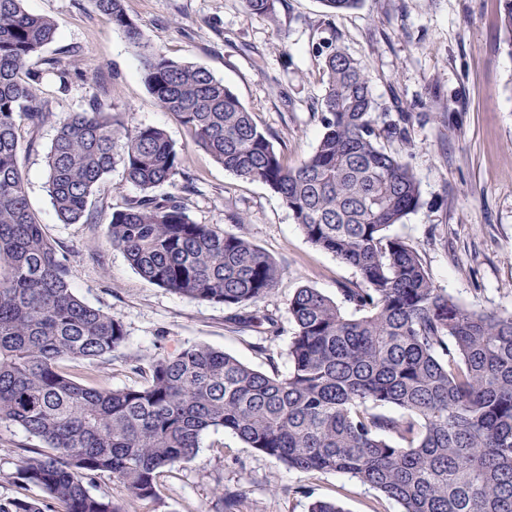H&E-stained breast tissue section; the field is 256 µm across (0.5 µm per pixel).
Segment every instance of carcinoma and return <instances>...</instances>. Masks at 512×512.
I'll return each mask as SVG.
<instances>
[{"label":"carcinoma","mask_w":512,"mask_h":512,"mask_svg":"<svg viewBox=\"0 0 512 512\" xmlns=\"http://www.w3.org/2000/svg\"><path fill=\"white\" fill-rule=\"evenodd\" d=\"M23 2L0 0V425L43 449L24 458L18 481L42 490L57 512H124L90 481L108 474L130 498L155 500L165 473L196 457L202 435L224 430L288 471L348 474L398 512H512V313L451 299L419 251L387 235L419 207L420 185L378 143L369 75L333 45L318 101L323 133L290 165L223 80L146 40L124 0H95L141 57L158 106L224 169L268 186L306 240L356 268L366 287L341 289L340 301L309 286L295 291L284 374L204 344L144 358L134 367L144 382L123 389L64 373L65 360L120 352L126 332L76 296L27 199L20 152L55 117L53 101L37 93L33 61L57 27ZM277 2L243 6L273 21ZM361 2L321 0L331 17ZM47 65L66 86L69 64ZM118 164L140 195L110 213L112 247L148 283L222 304L237 329L261 327V340L275 341L278 316L261 304L280 264L247 238L190 219L191 178L164 129L124 127L97 98L60 122L46 155L60 221H89L90 197ZM162 185L172 192L153 194ZM217 494L222 512H241V492ZM47 509L37 498L0 503V512Z\"/></svg>","instance_id":"obj_1"}]
</instances>
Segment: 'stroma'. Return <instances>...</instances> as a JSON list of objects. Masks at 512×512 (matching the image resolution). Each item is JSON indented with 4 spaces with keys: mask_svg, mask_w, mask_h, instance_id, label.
<instances>
[{
    "mask_svg": "<svg viewBox=\"0 0 512 512\" xmlns=\"http://www.w3.org/2000/svg\"><path fill=\"white\" fill-rule=\"evenodd\" d=\"M24 6L57 25L44 58L73 64L67 88L48 73L39 85L54 101L56 121L83 111L98 94L118 122L163 128L193 179L185 196L190 219L245 236L283 265L264 304L279 318L280 337L264 356L254 338L232 328L223 306L149 284L108 244L105 214L138 193L122 167L92 196L93 221L58 220L45 188L55 134L54 124L46 125L34 150L20 155L29 205L76 295L127 331L119 353L68 360L64 369L84 384L116 389L141 383L136 359L206 344L262 371L286 372L294 291L307 285L337 300L341 289L363 287L360 273L308 243L277 194L224 170L158 107L142 81L140 56L94 0H24ZM126 9L169 57L223 80L292 164L323 131L316 109L324 93L321 49L333 44L356 59L371 79L380 144L402 155L420 183L418 209L391 234L418 249L436 286L453 299L512 312V47L500 26L499 0H362L333 18L320 0H283L274 23L248 16L242 0H126ZM403 114L405 137L386 135ZM235 214L247 223L232 222ZM40 447L18 428H0L1 502L40 497L16 479L23 458ZM221 487L242 492V512H308L317 499L339 502L347 512H398L348 475L286 471L224 432L203 436L198 455L167 474L156 501L127 499L107 474L96 476L90 490L122 501L125 512H216Z\"/></svg>",
    "mask_w": 512,
    "mask_h": 512,
    "instance_id": "1",
    "label": "stroma"
}]
</instances>
